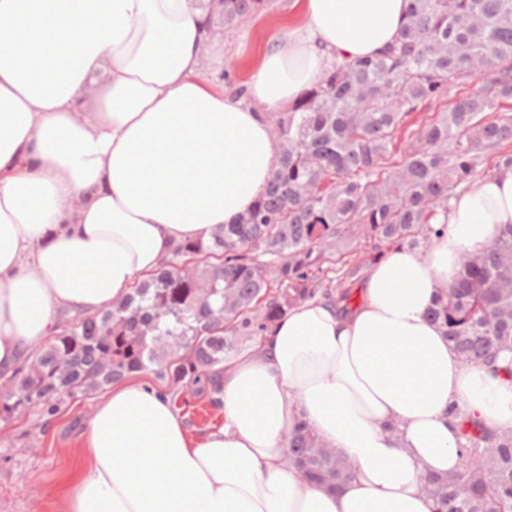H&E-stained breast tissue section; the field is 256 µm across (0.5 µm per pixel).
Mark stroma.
<instances>
[{"mask_svg": "<svg viewBox=\"0 0 512 512\" xmlns=\"http://www.w3.org/2000/svg\"><path fill=\"white\" fill-rule=\"evenodd\" d=\"M285 17L269 10L239 29L227 30V62L237 83L251 76V65ZM96 398L67 404L52 421L35 412L0 422V512H65L72 478L75 441Z\"/></svg>", "mask_w": 512, "mask_h": 512, "instance_id": "stroma-1", "label": "stroma"}]
</instances>
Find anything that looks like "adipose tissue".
<instances>
[{
  "instance_id": "1",
  "label": "adipose tissue",
  "mask_w": 512,
  "mask_h": 512,
  "mask_svg": "<svg viewBox=\"0 0 512 512\" xmlns=\"http://www.w3.org/2000/svg\"><path fill=\"white\" fill-rule=\"evenodd\" d=\"M293 4L301 22L233 94L202 73L228 48L196 0H0V377L64 314L124 302L173 246L251 209L280 151L268 113L332 64L380 54L409 0ZM506 224L512 167L457 192L429 251L371 264L352 314L304 302L259 353L225 362L224 424L199 440L169 395L113 385L81 434L67 512H432L422 476L460 464L449 406L512 432V377L463 365L427 316ZM301 422L352 463L343 489L282 464Z\"/></svg>"
}]
</instances>
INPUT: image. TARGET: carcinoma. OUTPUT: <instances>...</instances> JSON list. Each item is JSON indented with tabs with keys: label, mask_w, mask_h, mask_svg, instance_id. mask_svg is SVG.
Instances as JSON below:
<instances>
[{
	"label": "carcinoma",
	"mask_w": 512,
	"mask_h": 512,
	"mask_svg": "<svg viewBox=\"0 0 512 512\" xmlns=\"http://www.w3.org/2000/svg\"><path fill=\"white\" fill-rule=\"evenodd\" d=\"M271 0H209L214 24L238 26ZM483 75L474 91L413 129L414 115ZM512 0H409L383 54L333 66L286 112L271 113L280 153L265 194L209 244L176 245L127 300L66 321L52 341L0 381V421L35 410L54 418L68 402L153 372L175 397L187 389L220 408L224 362L239 345L259 350L267 327L320 298L351 310L353 288L385 250L432 246L433 224L456 190L495 166L512 167ZM402 138V159L390 146ZM464 364L499 370L512 352V225L464 256L454 286L429 311ZM461 465L422 477L435 512H512V433L450 408ZM484 458L478 475L470 462ZM285 467L327 489L351 463L300 423Z\"/></svg>",
	"instance_id": "1"
}]
</instances>
